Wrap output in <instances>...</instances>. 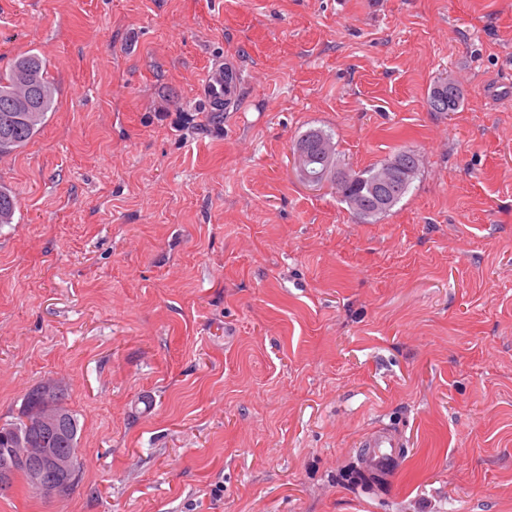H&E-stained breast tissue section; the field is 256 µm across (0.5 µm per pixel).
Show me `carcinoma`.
<instances>
[{
	"label": "carcinoma",
	"instance_id": "carcinoma-1",
	"mask_svg": "<svg viewBox=\"0 0 512 512\" xmlns=\"http://www.w3.org/2000/svg\"><path fill=\"white\" fill-rule=\"evenodd\" d=\"M54 95L46 60L36 53L16 58L8 72L0 73V155L19 151L41 132L52 110ZM295 150L307 156L305 166L310 173L340 187L344 200L353 202L350 210L364 223L375 222L389 213L408 192L419 171L417 165L408 173L399 169L405 156L415 155L407 148L378 167L361 173L347 170L337 159L333 135L319 128L303 132L295 142ZM16 208L15 197L0 185V224L13 223ZM45 407L46 402L34 387L26 394L17 417L4 422L11 431L8 440H0V469L12 465L17 440H23L29 448L35 447L36 419ZM79 440V419L69 409L54 447L70 455L79 452Z\"/></svg>",
	"mask_w": 512,
	"mask_h": 512
}]
</instances>
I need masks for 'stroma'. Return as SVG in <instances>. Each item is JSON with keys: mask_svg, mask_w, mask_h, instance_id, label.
<instances>
[{"mask_svg": "<svg viewBox=\"0 0 512 512\" xmlns=\"http://www.w3.org/2000/svg\"><path fill=\"white\" fill-rule=\"evenodd\" d=\"M24 53L56 93L0 156V422L61 381L80 472L0 512H512V0H0ZM310 128L419 175L360 222ZM382 424L398 471L355 477ZM238 87L235 68L231 63H224V67L217 65L205 73L202 91L211 109L221 112L225 104L235 100Z\"/></svg>", "mask_w": 512, "mask_h": 512, "instance_id": "35a3bbf8", "label": "stroma"}]
</instances>
